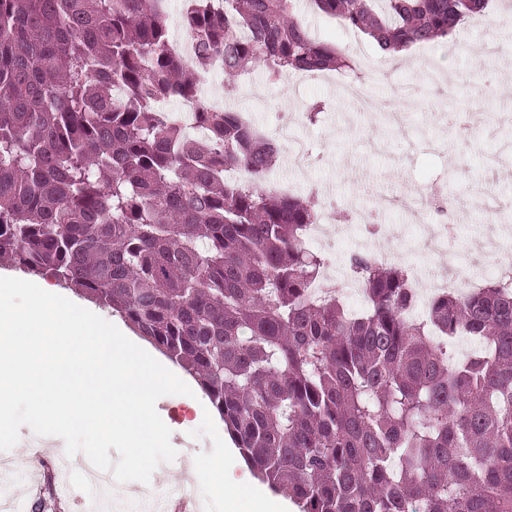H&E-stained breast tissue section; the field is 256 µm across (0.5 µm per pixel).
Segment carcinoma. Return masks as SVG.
Returning a JSON list of instances; mask_svg holds the SVG:
<instances>
[{
  "instance_id": "cac0c4a2",
  "label": "carcinoma",
  "mask_w": 512,
  "mask_h": 512,
  "mask_svg": "<svg viewBox=\"0 0 512 512\" xmlns=\"http://www.w3.org/2000/svg\"><path fill=\"white\" fill-rule=\"evenodd\" d=\"M309 2L389 57L451 42L490 0ZM183 24L189 61L162 0H0V263L119 314L299 512H512V291L410 319L408 269L355 253L365 308L312 298L315 193L264 189L276 143L200 90L218 57L232 77L357 67L293 0H187ZM172 97L204 139L155 110ZM459 336L478 349L458 357Z\"/></svg>"
}]
</instances>
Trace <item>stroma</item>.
I'll return each instance as SVG.
<instances>
[{
  "label": "stroma",
  "instance_id": "stroma-1",
  "mask_svg": "<svg viewBox=\"0 0 512 512\" xmlns=\"http://www.w3.org/2000/svg\"><path fill=\"white\" fill-rule=\"evenodd\" d=\"M298 13L320 41L357 61L358 75L330 71L275 81L255 67L232 82L220 72L212 75L207 88L211 98L250 114L256 126L267 130L274 128L280 113L291 115L293 140L281 142L275 176L296 182L299 195L316 189L333 197L343 215L376 208L383 197L393 199L382 221L405 225L399 251L405 264L426 272L432 263L422 230L400 201L412 188H441L452 208L467 211L450 249L478 274L487 275L492 255L476 241L492 217L512 216V169L487 163L495 155H512V97L503 94L512 89V0H492L485 15L459 26L454 49L441 43L417 46L404 63L381 58L362 34L315 12L308 0H300ZM426 61L439 71V80L428 79L422 67ZM230 82L235 85L231 91L226 88ZM352 83L378 103V110H358L348 92ZM315 102L322 111L311 121L305 111ZM462 112L476 114L477 122L466 129L457 126ZM156 408L171 430L172 446L182 455L159 465L152 483L178 485L180 471L202 456L215 469L196 475L195 481L206 491L212 512H225L222 485L228 478L251 482L250 491L236 500V512H298L290 499L254 478L204 395L192 401L183 395L165 396ZM64 448L61 438L39 437L24 426L18 444L0 452V466L17 459L33 461L41 485L26 493L22 475L10 482L12 495H25L31 512H78L77 503L61 495L62 480H83L78 470H60L58 454Z\"/></svg>",
  "mask_w": 512,
  "mask_h": 512
}]
</instances>
